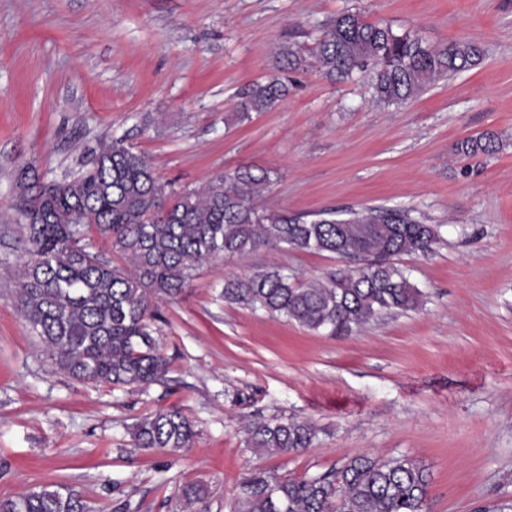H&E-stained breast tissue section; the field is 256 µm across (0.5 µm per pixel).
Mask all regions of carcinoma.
Wrapping results in <instances>:
<instances>
[{"mask_svg":"<svg viewBox=\"0 0 512 512\" xmlns=\"http://www.w3.org/2000/svg\"><path fill=\"white\" fill-rule=\"evenodd\" d=\"M313 57L324 75L346 80L367 72L374 99L400 105L434 82L477 66L481 48L467 40L434 47L409 32L369 23L346 13L316 43ZM288 94V76L243 90L240 118L264 112ZM486 133L457 144L460 154L497 152ZM26 205L17 208L28 248L19 272L24 319L52 363L79 382L147 387L160 381L169 361L158 339L154 299L175 298L193 272L213 258H244L262 246L293 252H331L354 265L327 272L312 284L286 267L258 268L224 279L222 298L271 317H283L315 333L348 336L388 312L415 311L423 293L394 262L425 254L441 240L436 224L410 211L366 207L336 218L271 210L258 199L270 173L250 167L217 176L200 189L179 191L156 176L141 153L114 140L71 179H44L26 166ZM107 241L121 265L98 250L91 234ZM251 447L270 454L310 447L318 430L294 418L246 420ZM196 433L178 409L159 410L133 425L134 447L180 450ZM429 471L407 455L379 460L356 457L341 469L308 478H276L256 470L242 481L233 512H427ZM191 512H206L199 484L182 490ZM0 512H91L69 487L41 488L0 499Z\"/></svg>","mask_w":512,"mask_h":512,"instance_id":"cac0c4a2","label":"carcinoma"}]
</instances>
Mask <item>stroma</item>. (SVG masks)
Wrapping results in <instances>:
<instances>
[{
  "label": "stroma",
  "mask_w": 512,
  "mask_h": 512,
  "mask_svg": "<svg viewBox=\"0 0 512 512\" xmlns=\"http://www.w3.org/2000/svg\"><path fill=\"white\" fill-rule=\"evenodd\" d=\"M347 12L432 46L478 42L483 59L398 106L375 102L364 74L307 65L274 108L237 119L241 87L278 74L286 51L310 57ZM487 132L496 154L458 155ZM115 139L177 188L257 166L269 209L402 207L440 225L431 252L396 259L422 307L334 337L224 304L225 276L285 267L308 282L346 263L264 246L157 299L165 383L73 380L18 308L17 175L62 179ZM171 407L192 447L134 448L132 425ZM247 415L318 436L264 455ZM361 455L423 461L429 512L512 503V0H0V499L62 484L95 512H183L182 487L200 483L208 512H232L255 470L302 479Z\"/></svg>",
  "instance_id": "35a3bbf8"
}]
</instances>
